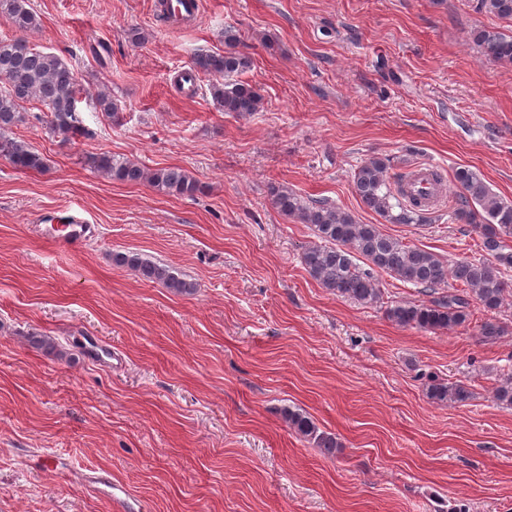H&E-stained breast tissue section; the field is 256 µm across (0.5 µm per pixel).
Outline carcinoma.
<instances>
[{
  "instance_id": "obj_1",
  "label": "carcinoma",
  "mask_w": 512,
  "mask_h": 512,
  "mask_svg": "<svg viewBox=\"0 0 512 512\" xmlns=\"http://www.w3.org/2000/svg\"><path fill=\"white\" fill-rule=\"evenodd\" d=\"M29 0H0V15L7 16L20 36L0 38V158L19 170H44L45 159L28 144L12 136V127L25 120L22 109L30 102L45 107L35 116L55 135L68 141L86 136L78 102L82 89L73 69L60 56L33 48L22 37L39 25ZM479 12L512 20V0H477ZM472 40L489 61L512 62V35L476 28ZM235 30L224 31V52L200 53L192 61V69L212 76V97L224 113L234 116L252 115L262 108L263 97L250 83L229 82L227 77L251 67V59L239 51ZM95 105L107 117L121 111L112 92L103 89L95 96ZM94 170L109 179L122 182H146L165 194L193 197L203 190L202 183L179 167L147 170L134 161L99 153L87 158ZM391 161L373 155L356 169L352 189L361 204L388 224H430L432 210L413 197L407 198L403 185L410 173L390 176ZM459 188L452 214L462 224H470L480 234L482 250L488 258L472 262L447 264L437 254L393 238L378 224H362L349 211L326 200L304 198L285 185L270 187V197L277 211L287 218L311 226L316 241L307 246L301 262L308 274L327 291L361 305H376L382 300L374 271L410 283L427 296L425 300L395 301L385 314L393 322L425 331L444 330L465 324L470 307L477 303L484 310H500L512 298V282H507L502 269L512 268V247L505 238H512V200H506L490 189L483 175L473 169L459 167L454 172ZM112 263L126 267L149 282H156L176 293H189V283L164 265L137 253L116 252ZM463 288L437 296V290L448 279ZM506 327L497 320L480 325V336L494 341ZM471 392L461 382L432 379L427 397L437 404H460L469 400ZM494 399L512 408V375L502 377L493 389ZM289 428L329 452L338 446L336 438L319 429L305 413L284 412Z\"/></svg>"
}]
</instances>
